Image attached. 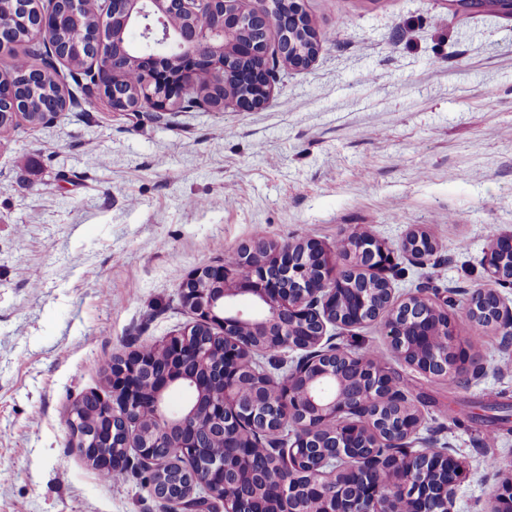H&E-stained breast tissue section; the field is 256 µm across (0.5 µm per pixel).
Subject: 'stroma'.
Returning a JSON list of instances; mask_svg holds the SVG:
<instances>
[{
  "label": "stroma",
  "mask_w": 512,
  "mask_h": 512,
  "mask_svg": "<svg viewBox=\"0 0 512 512\" xmlns=\"http://www.w3.org/2000/svg\"><path fill=\"white\" fill-rule=\"evenodd\" d=\"M321 37L306 68L279 64L252 112H115L79 97L55 120L0 133V512H165L142 476L107 483L72 444L75 401L107 397L115 356L192 319L180 285L256 235L335 250L366 232L399 248L396 297L456 293L449 315L480 376L428 377L397 358L382 321L335 332L386 354L422 421L415 448L465 461L453 512H487L512 471V361L463 304L493 288L483 260L512 232V18L446 0H305ZM493 443H486V436ZM424 241L425 247L421 244ZM414 243V245L411 244ZM402 254L417 263H424L434 255L436 248L431 239L423 232L414 231L407 235L402 244Z\"/></svg>",
  "instance_id": "stroma-1"
}]
</instances>
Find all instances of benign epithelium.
<instances>
[{
    "mask_svg": "<svg viewBox=\"0 0 512 512\" xmlns=\"http://www.w3.org/2000/svg\"><path fill=\"white\" fill-rule=\"evenodd\" d=\"M18 3L35 38L51 25L78 18L86 8V0H38L35 10L27 0ZM176 12L204 22L174 28L169 17ZM245 23L255 26L259 36L230 43L229 32ZM311 28L304 0H108L97 28L65 48H50V53L63 62L82 59L95 72L110 38L108 63L115 66L131 56L139 65L145 93L135 109L176 112L205 83L219 105L253 111L270 102L276 78L267 55L270 34L277 36L280 59L304 68L319 45L311 53L304 51L295 34ZM133 29L140 30L138 44L127 38ZM202 44L210 47V57L200 55ZM244 77L256 93L224 95L227 80ZM435 251L423 232L409 233L402 244V254L417 263ZM509 253L511 232L496 236L484 257L488 279L504 287L512 285V263H505ZM338 259L344 267L339 273ZM240 260L250 269L246 277L231 278L222 265L189 275L180 285V298L192 321L162 343L133 350L114 363L112 399L100 398V410L128 428L129 462L153 472L161 465L156 448H179L185 457L194 456L199 447L195 438L173 437L175 425L184 428L190 420H205L220 430L231 424L244 433L286 422L292 428L285 449L288 465L269 470L261 480L280 512H401L404 504L411 512H452L465 462L446 451L424 454L411 448L421 418L392 372L337 346L319 348L330 327L355 328L381 319L401 361L430 376L456 378L469 366L465 343L448 319V296L419 288L394 301L386 273L396 265L395 252L364 233L338 257L310 240L299 248H249ZM242 294L254 299V310L237 306ZM492 300L489 324L511 336L512 307L496 294ZM206 334L224 343V367L218 375L194 373L206 367ZM158 349L167 351L177 366L155 371ZM284 349L304 355L286 377H270L242 395L241 379L256 373L255 354ZM180 388L192 390L193 397L172 411L168 396ZM144 408L155 422L149 430L136 427L135 416ZM69 427L83 456H99L95 432L78 426L72 415ZM328 427L336 459L343 462L339 477L328 470L332 458L321 452L318 439ZM370 439L392 451L382 457L366 451ZM224 447L242 464L250 459L252 444L244 435L224 437ZM225 469L224 460L216 459L209 481L191 478L175 492L151 481L148 485L169 504V512H213L217 502L224 504V512H263L267 501L229 480ZM490 512H512V478L503 482Z\"/></svg>",
    "mask_w": 512,
    "mask_h": 512,
    "instance_id": "obj_1",
    "label": "benign epithelium"
}]
</instances>
